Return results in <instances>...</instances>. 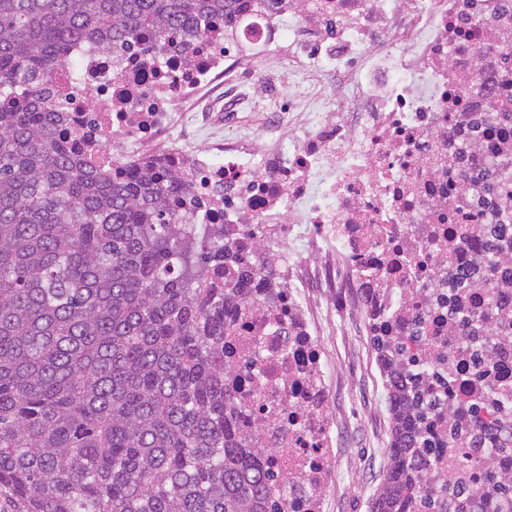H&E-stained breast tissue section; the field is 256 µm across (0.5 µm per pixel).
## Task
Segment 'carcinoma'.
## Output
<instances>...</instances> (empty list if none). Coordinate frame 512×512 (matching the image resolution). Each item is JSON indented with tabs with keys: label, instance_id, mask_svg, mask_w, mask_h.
Instances as JSON below:
<instances>
[{
	"label": "carcinoma",
	"instance_id": "obj_1",
	"mask_svg": "<svg viewBox=\"0 0 512 512\" xmlns=\"http://www.w3.org/2000/svg\"><path fill=\"white\" fill-rule=\"evenodd\" d=\"M239 0H0V490L16 512H283L266 451L239 435L224 385L228 320L247 285L224 225L182 224L183 185L147 166L83 165L42 111L39 74L76 42L166 48L232 26ZM512 215L487 229V251ZM391 467L375 512H407L447 385L392 376ZM497 507L512 482L485 476Z\"/></svg>",
	"mask_w": 512,
	"mask_h": 512
}]
</instances>
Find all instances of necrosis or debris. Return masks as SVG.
<instances>
[{
	"instance_id": "1",
	"label": "necrosis or debris",
	"mask_w": 512,
	"mask_h": 512,
	"mask_svg": "<svg viewBox=\"0 0 512 512\" xmlns=\"http://www.w3.org/2000/svg\"><path fill=\"white\" fill-rule=\"evenodd\" d=\"M290 38H282L283 28ZM150 61L75 45L46 106L96 165L148 162L186 181L178 213L273 269L251 280L224 340L238 427L268 449L287 512H326L336 469V307L382 336V374L433 364L449 379L445 432L466 404L512 405V243L484 263L485 227L512 213V0H244L239 24L177 32ZM289 79H282V68ZM469 272L470 320L448 319V272ZM482 348L476 373L457 346ZM491 450L456 442L421 469L409 512H490L469 492Z\"/></svg>"
}]
</instances>
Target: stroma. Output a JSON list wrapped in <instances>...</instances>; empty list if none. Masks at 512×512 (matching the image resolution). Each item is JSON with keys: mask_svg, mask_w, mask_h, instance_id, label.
<instances>
[{"mask_svg": "<svg viewBox=\"0 0 512 512\" xmlns=\"http://www.w3.org/2000/svg\"><path fill=\"white\" fill-rule=\"evenodd\" d=\"M336 358L337 467L327 512H373L390 463V398L376 359L375 339L337 329L324 339Z\"/></svg>", "mask_w": 512, "mask_h": 512, "instance_id": "stroma-1", "label": "stroma"}]
</instances>
